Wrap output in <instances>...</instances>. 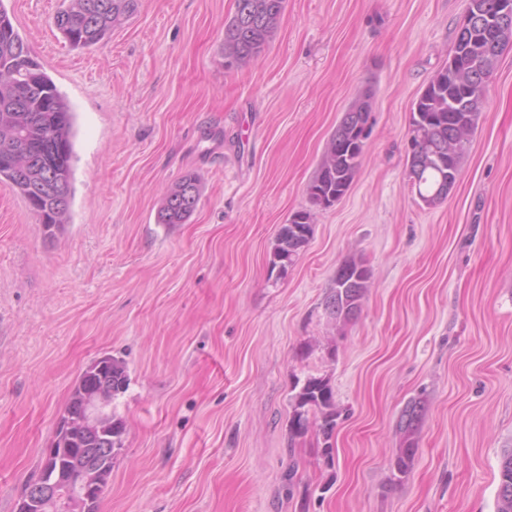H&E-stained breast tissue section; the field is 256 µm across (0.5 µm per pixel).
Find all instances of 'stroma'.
<instances>
[{"instance_id": "1", "label": "stroma", "mask_w": 512, "mask_h": 512, "mask_svg": "<svg viewBox=\"0 0 512 512\" xmlns=\"http://www.w3.org/2000/svg\"><path fill=\"white\" fill-rule=\"evenodd\" d=\"M62 0L0 8L75 116L67 224L46 234L0 182V512H17L78 376L109 354L129 385L98 512H496L512 448V47L448 198L412 192V101L445 64L468 0H286L256 59L224 67L234 0H141L71 46ZM371 133L347 194L316 211L287 272L275 238L345 112ZM201 180L190 220L168 189ZM370 271L359 315L325 309L337 267ZM340 413L289 433L295 379ZM427 400L395 478L397 424ZM295 469L293 487L284 475ZM200 198V181L195 173L187 172L170 188L158 211L161 224H184L195 212Z\"/></svg>"}]
</instances>
